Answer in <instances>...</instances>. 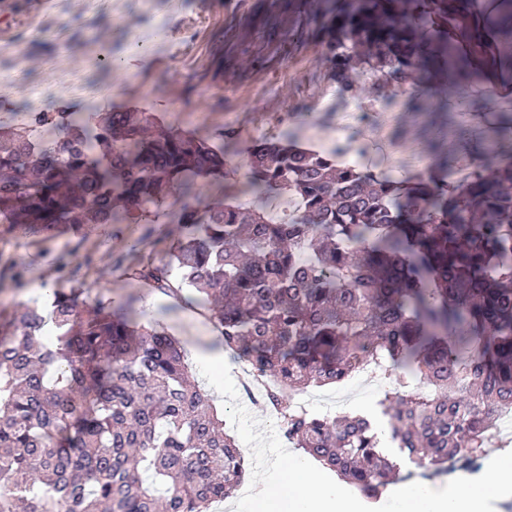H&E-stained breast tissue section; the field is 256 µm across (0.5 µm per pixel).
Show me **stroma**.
I'll list each match as a JSON object with an SVG mask.
<instances>
[{
	"mask_svg": "<svg viewBox=\"0 0 512 512\" xmlns=\"http://www.w3.org/2000/svg\"><path fill=\"white\" fill-rule=\"evenodd\" d=\"M304 9V0H0V76L8 79L0 119L63 102L165 113L169 127L223 135L231 171L224 191L247 204L246 148L287 130L298 146L323 151L345 132L364 146L361 168L396 180L415 178L436 158L456 160L462 131L471 158L493 152L512 162V136H490L512 129V85L477 77L457 97L445 76L398 85L366 65L356 74L363 94H341L322 33L301 22ZM179 232L162 215L79 233L0 224V333L18 327L22 304L42 297L46 284L82 289L88 311L98 300L132 296L187 348L190 375L209 390L208 373L190 353L195 344L216 346L208 309L199 310L204 332L189 334L188 289L164 293L130 276L163 263ZM502 447L512 451V441ZM502 447L489 442L475 464L459 461L439 475L403 458L396 480L440 487L452 476L476 478Z\"/></svg>",
	"mask_w": 512,
	"mask_h": 512,
	"instance_id": "35a3bbf8",
	"label": "stroma"
}]
</instances>
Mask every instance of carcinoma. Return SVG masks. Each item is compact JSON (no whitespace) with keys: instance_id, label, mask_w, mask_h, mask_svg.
<instances>
[{"instance_id":"cac0c4a2","label":"carcinoma","mask_w":512,"mask_h":512,"mask_svg":"<svg viewBox=\"0 0 512 512\" xmlns=\"http://www.w3.org/2000/svg\"><path fill=\"white\" fill-rule=\"evenodd\" d=\"M334 0L321 19L341 92L368 65L398 84L438 73L461 93L474 72L512 74V0ZM0 120V224L139 223L197 179L224 182V144L155 112H23ZM262 142L245 192L180 203L167 261L132 276L178 287L211 312L224 350L269 381L285 437L366 497L396 475L371 420L313 415L292 395L338 385L374 358L391 441L420 467L477 457L512 408V164L467 180L401 182L343 152ZM293 204L274 215L269 193ZM79 288L22 305L0 336V512H209L241 484L243 459L185 350L129 299L82 310Z\"/></svg>"}]
</instances>
